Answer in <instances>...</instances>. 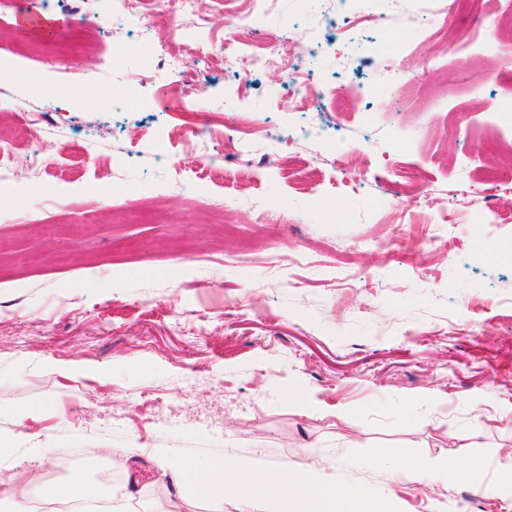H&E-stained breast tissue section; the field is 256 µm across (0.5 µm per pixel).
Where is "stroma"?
Returning a JSON list of instances; mask_svg holds the SVG:
<instances>
[{
	"label": "stroma",
	"mask_w": 512,
	"mask_h": 512,
	"mask_svg": "<svg viewBox=\"0 0 512 512\" xmlns=\"http://www.w3.org/2000/svg\"><path fill=\"white\" fill-rule=\"evenodd\" d=\"M95 6L106 29L84 27L74 0L0 9V150L17 148L19 124L67 127L41 168L0 180L18 206L0 212V432L15 443L0 467L59 482L112 469L120 488L161 491L144 512H265L189 491L161 463L216 456L312 470L370 500L391 495L398 512H512V491L490 488L512 468V170L474 191L485 131L512 142L500 121L512 76L485 65L512 56V0H486L478 27L444 0H386L387 21L320 29L318 77L338 101L320 119L290 108L266 69L213 65L185 83L143 34H119L122 0ZM24 9L60 24L29 34ZM320 9L278 0L257 23L269 53ZM469 27L461 73L453 40ZM66 72L106 95L85 100L61 86ZM199 97L206 111H193ZM227 112L261 113L279 148L259 138L225 152L213 118ZM319 120L329 136H310ZM198 122L210 125L204 151L177 137ZM493 198L497 224L484 220ZM68 199L74 209H58ZM347 273L356 287L341 286ZM33 408L42 420L19 419ZM392 447L447 455V476L406 481ZM70 448L94 454L59 466ZM472 457L486 462L473 477L461 472Z\"/></svg>",
	"instance_id": "stroma-1"
}]
</instances>
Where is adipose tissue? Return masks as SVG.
<instances>
[{
  "mask_svg": "<svg viewBox=\"0 0 512 512\" xmlns=\"http://www.w3.org/2000/svg\"><path fill=\"white\" fill-rule=\"evenodd\" d=\"M179 467L186 484L207 489L219 498L233 496L241 500L265 501L267 512H364L360 492L338 491L310 472L256 471L247 459L223 457L210 459L203 466L183 461ZM43 496L50 501L99 502L111 498L112 492L77 474L66 482L46 486Z\"/></svg>",
  "mask_w": 512,
  "mask_h": 512,
  "instance_id": "adipose-tissue-1",
  "label": "adipose tissue"
}]
</instances>
